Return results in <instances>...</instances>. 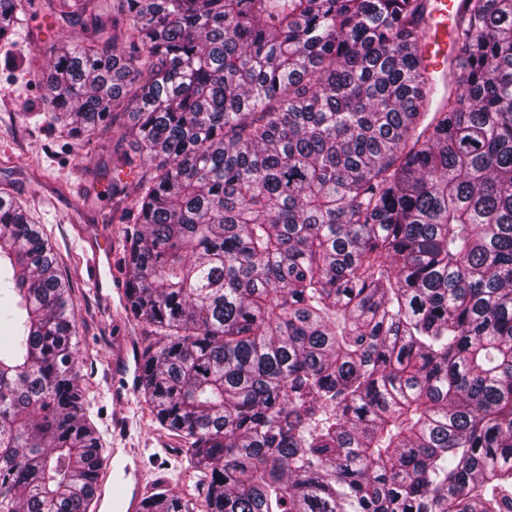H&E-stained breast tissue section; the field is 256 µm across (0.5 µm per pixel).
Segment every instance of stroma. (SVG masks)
I'll list each match as a JSON object with an SVG mask.
<instances>
[{
    "label": "stroma",
    "instance_id": "35a3bbf8",
    "mask_svg": "<svg viewBox=\"0 0 512 512\" xmlns=\"http://www.w3.org/2000/svg\"><path fill=\"white\" fill-rule=\"evenodd\" d=\"M47 14L44 0H33L16 35L0 43V188L43 224L72 278L77 361L85 375L87 413L104 448L136 449L142 495L163 490L187 498L193 483L178 439L159 428L138 391L128 388L137 377L144 334L120 313L122 237L132 218L112 195V160L134 147L115 127L84 142L45 122L39 75L49 58L42 47L70 45L80 34L79 26L56 19L50 36H43L38 22ZM107 242L113 282L99 290L86 275V263L93 247Z\"/></svg>",
    "mask_w": 512,
    "mask_h": 512
}]
</instances>
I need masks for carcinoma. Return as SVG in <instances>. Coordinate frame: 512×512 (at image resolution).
I'll return each mask as SVG.
<instances>
[{"mask_svg": "<svg viewBox=\"0 0 512 512\" xmlns=\"http://www.w3.org/2000/svg\"><path fill=\"white\" fill-rule=\"evenodd\" d=\"M47 7L46 122L148 161L123 313L199 492L144 512H512V0H465L434 112L421 0ZM71 293L0 192V512H94Z\"/></svg>", "mask_w": 512, "mask_h": 512, "instance_id": "obj_1", "label": "carcinoma"}]
</instances>
